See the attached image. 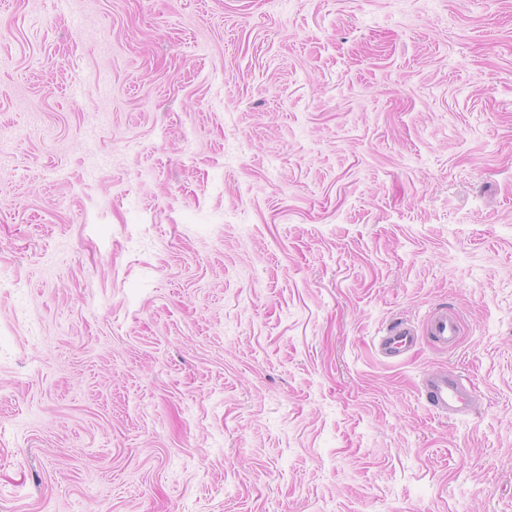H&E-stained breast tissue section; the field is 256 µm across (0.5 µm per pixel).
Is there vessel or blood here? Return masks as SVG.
<instances>
[{
	"instance_id": "b4317fda",
	"label": "vessel or blood",
	"mask_w": 512,
	"mask_h": 512,
	"mask_svg": "<svg viewBox=\"0 0 512 512\" xmlns=\"http://www.w3.org/2000/svg\"><path fill=\"white\" fill-rule=\"evenodd\" d=\"M422 333L441 349L452 348L459 340L460 321L455 313L444 309L430 315L420 330L407 323L397 324L379 337L377 349L384 359H398L416 345ZM422 392L435 413L449 417L467 412L474 398L473 388L443 370L424 378Z\"/></svg>"
}]
</instances>
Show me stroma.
Here are the masks:
<instances>
[{
  "mask_svg": "<svg viewBox=\"0 0 512 512\" xmlns=\"http://www.w3.org/2000/svg\"><path fill=\"white\" fill-rule=\"evenodd\" d=\"M0 512H512V0H0ZM424 333L441 349L453 348L460 336L459 318L447 309L434 312L425 322ZM417 329L407 323L391 327L377 342L378 352L384 359L396 360L411 350L418 341ZM422 392L431 409L449 418L469 410L474 390L448 371L439 370L429 374L422 382Z\"/></svg>",
  "mask_w": 512,
  "mask_h": 512,
  "instance_id": "1",
  "label": "stroma"
}]
</instances>
